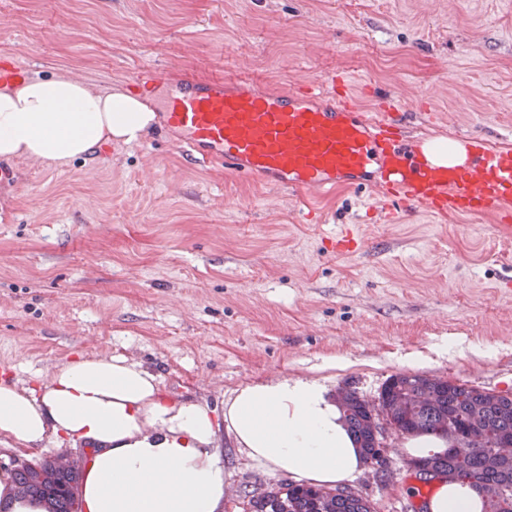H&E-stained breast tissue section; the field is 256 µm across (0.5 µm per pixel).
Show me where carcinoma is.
<instances>
[{
    "label": "carcinoma",
    "mask_w": 512,
    "mask_h": 512,
    "mask_svg": "<svg viewBox=\"0 0 512 512\" xmlns=\"http://www.w3.org/2000/svg\"><path fill=\"white\" fill-rule=\"evenodd\" d=\"M380 395L389 407L396 427L405 435L433 433L450 436L452 433L473 437L474 452L461 461L449 450L434 453L424 459L412 461L413 472L423 481L444 475L450 482H477L482 493V512H512L505 510L503 495L512 493V454L501 458L491 467L488 459L512 442V396L492 395L476 388L436 380L425 375L398 374L384 383ZM436 405L425 406L429 398ZM408 399L412 408L401 409V399ZM486 416L484 428L478 433L468 426V416L475 409ZM346 424L365 459L375 457L374 439L367 426V410L360 402L353 403ZM18 489L50 504L48 512H72L68 489L79 483L80 470L75 467L66 473L52 477L48 482H38L24 471L15 472ZM323 489L290 485L284 502L265 495L254 496L249 504L252 512H321ZM333 512H372L371 503L352 494H338Z\"/></svg>",
    "instance_id": "1"
}]
</instances>
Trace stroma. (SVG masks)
<instances>
[{
  "label": "stroma",
  "instance_id": "stroma-1",
  "mask_svg": "<svg viewBox=\"0 0 512 512\" xmlns=\"http://www.w3.org/2000/svg\"><path fill=\"white\" fill-rule=\"evenodd\" d=\"M41 76L127 90L144 72L289 91L354 81L425 142L512 147V0H0V50ZM0 375L136 357L223 409L271 378L376 397L395 374L512 395V237L499 218L389 214L373 189L296 193L187 163L151 126L64 166L0 160ZM352 230L357 252L329 241ZM351 487L412 512L418 480ZM224 445V512L287 483Z\"/></svg>",
  "mask_w": 512,
  "mask_h": 512
}]
</instances>
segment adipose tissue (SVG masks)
I'll use <instances>...</instances> for the list:
<instances>
[{"label": "adipose tissue", "instance_id": "adipose-tissue-1", "mask_svg": "<svg viewBox=\"0 0 512 512\" xmlns=\"http://www.w3.org/2000/svg\"><path fill=\"white\" fill-rule=\"evenodd\" d=\"M154 121L139 97L78 77L36 78L0 89V158L63 165L105 142H138ZM223 429L252 462L310 486H344L366 466L317 380L241 387L220 420L208 404L169 400L155 373L121 354L77 355L35 388L0 381V444L36 449L52 439L90 449L86 512H221ZM432 487L425 512H482L472 485L440 476Z\"/></svg>", "mask_w": 512, "mask_h": 512}]
</instances>
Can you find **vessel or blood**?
I'll return each instance as SVG.
<instances>
[{
    "mask_svg": "<svg viewBox=\"0 0 512 512\" xmlns=\"http://www.w3.org/2000/svg\"><path fill=\"white\" fill-rule=\"evenodd\" d=\"M160 114L187 157L202 166L295 191L379 189L433 216L501 213L512 220V149L466 139L460 165L431 163L400 119L362 111L348 85L255 91L221 77L179 79Z\"/></svg>",
    "mask_w": 512,
    "mask_h": 512,
    "instance_id": "1",
    "label": "vessel or blood"
}]
</instances>
